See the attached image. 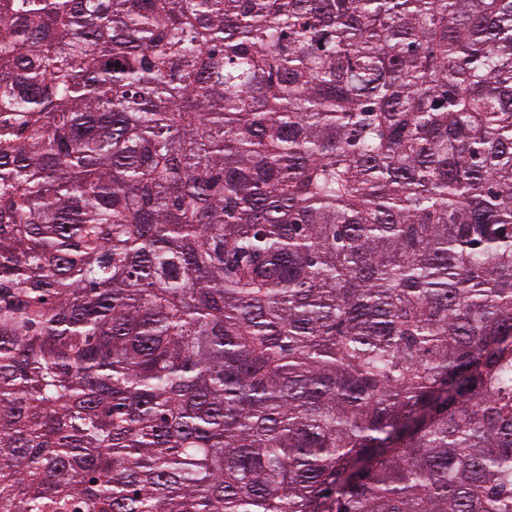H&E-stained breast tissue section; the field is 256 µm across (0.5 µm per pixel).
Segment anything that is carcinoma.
<instances>
[{"label":"carcinoma","mask_w":512,"mask_h":512,"mask_svg":"<svg viewBox=\"0 0 512 512\" xmlns=\"http://www.w3.org/2000/svg\"><path fill=\"white\" fill-rule=\"evenodd\" d=\"M0 512H512V0H0Z\"/></svg>","instance_id":"1"}]
</instances>
